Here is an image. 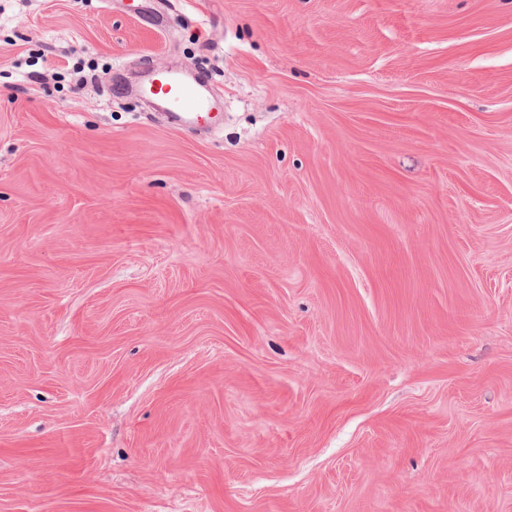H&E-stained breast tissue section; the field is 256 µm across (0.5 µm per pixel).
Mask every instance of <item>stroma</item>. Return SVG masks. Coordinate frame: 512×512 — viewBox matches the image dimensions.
Wrapping results in <instances>:
<instances>
[{"instance_id":"1","label":"stroma","mask_w":512,"mask_h":512,"mask_svg":"<svg viewBox=\"0 0 512 512\" xmlns=\"http://www.w3.org/2000/svg\"><path fill=\"white\" fill-rule=\"evenodd\" d=\"M0 512H512V0H0ZM148 93L163 104L168 112H184L186 117L175 115L180 122L201 121L210 118L208 90L203 82L191 83L174 70H159L154 73Z\"/></svg>"}]
</instances>
